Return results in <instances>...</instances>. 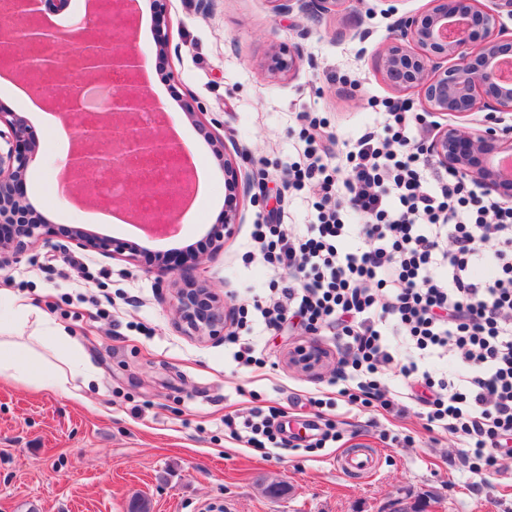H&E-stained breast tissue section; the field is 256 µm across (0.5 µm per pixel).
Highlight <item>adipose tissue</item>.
Segmentation results:
<instances>
[{
	"label": "adipose tissue",
	"instance_id": "1",
	"mask_svg": "<svg viewBox=\"0 0 512 512\" xmlns=\"http://www.w3.org/2000/svg\"><path fill=\"white\" fill-rule=\"evenodd\" d=\"M7 308L14 329L12 335L0 338V376L50 387L67 396L73 395L76 386H89L92 377L66 330L52 325L46 315L35 314L27 298L10 296ZM46 337L66 348V355L45 356L40 345Z\"/></svg>",
	"mask_w": 512,
	"mask_h": 512
}]
</instances>
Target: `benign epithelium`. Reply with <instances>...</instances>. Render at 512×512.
Wrapping results in <instances>:
<instances>
[{"instance_id":"obj_1","label":"benign epithelium","mask_w":512,"mask_h":512,"mask_svg":"<svg viewBox=\"0 0 512 512\" xmlns=\"http://www.w3.org/2000/svg\"><path fill=\"white\" fill-rule=\"evenodd\" d=\"M282 14L298 11L310 17L336 11L353 0H272ZM479 0H430L420 13L405 14L395 20L392 36L378 58V68L398 92L418 89L421 104L433 114L465 117L490 110L501 121L512 116V79L503 77L500 65L512 56V37L500 18H512V0H494L495 9L482 10ZM50 0H0V67L20 73L34 89L54 86L65 92L69 75L79 70L88 85L69 92L54 105L64 104L71 125L84 143L69 165L72 189L93 186V176L108 171L136 198L138 215L152 223L157 234L174 231L178 220L181 184L185 170L181 148L164 142L159 130L139 125L142 112L163 108L141 92L109 93L99 106L80 114L70 112L85 106L87 87L100 88L111 78L136 83L139 55L124 46L130 20L123 11L124 0H105L101 9L81 22L72 34L59 35L41 23L44 6ZM21 18L28 37L16 36L12 20ZM9 148L0 152V262L19 258L30 239H48L58 233L54 224L17 220L29 203L23 182L35 161L40 142L26 118L18 112L0 109V140ZM429 151L437 162L476 182L487 193L512 198V178L500 175L499 163L512 160V129L462 130L445 126L434 137ZM237 223V212L224 204V222L209 232L215 247ZM66 237L76 247L119 257L136 264L142 246L99 236L81 226H72ZM203 253L194 249L180 252L172 261L148 266L158 276L179 277L184 286L177 292L176 314L186 332L199 340L224 335L227 315L224 299L210 285L198 281L192 272L203 263ZM328 357L319 346L288 356V365L303 373L321 370Z\"/></svg>"}]
</instances>
